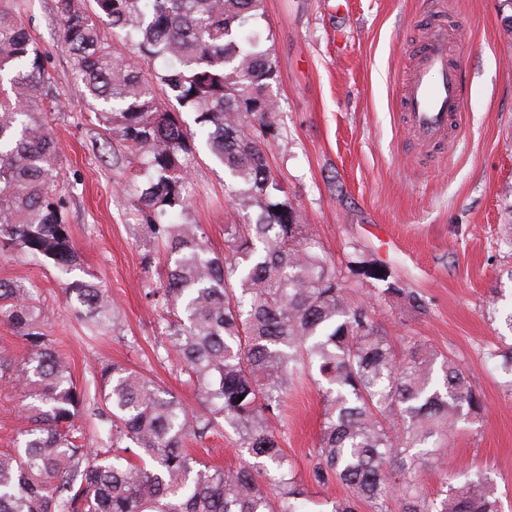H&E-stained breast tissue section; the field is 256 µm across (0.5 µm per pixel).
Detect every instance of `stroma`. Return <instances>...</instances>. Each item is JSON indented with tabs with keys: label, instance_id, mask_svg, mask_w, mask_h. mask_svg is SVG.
<instances>
[{
	"label": "stroma",
	"instance_id": "35a3bbf8",
	"mask_svg": "<svg viewBox=\"0 0 512 512\" xmlns=\"http://www.w3.org/2000/svg\"><path fill=\"white\" fill-rule=\"evenodd\" d=\"M257 22L276 67L272 92L280 136L268 153L274 176L311 224L321 251L359 300L370 305L395 350L408 340L454 352L486 402L482 419L460 422L444 453L465 473L483 470L512 512V370L489 360L512 344V0H263ZM21 17L55 79L59 110L51 130L62 152L61 187L78 279L106 288L122 317L93 332L64 297L51 264L0 255V280L33 290L49 336L79 386L97 391L100 363L132 366L200 407L180 365L165 358L162 309L145 293L162 287L168 265L139 220L135 167L115 157L111 131L91 110L60 44L55 0H20ZM442 25L459 48L467 121L452 147L409 133L399 106L422 42ZM181 221L201 225L216 254L225 227L241 222L224 191L230 177L196 138ZM384 269L386 280L370 278ZM397 281L423 310L375 289ZM323 421L310 378L288 389L275 429L296 476L316 499L344 495L312 473ZM199 455L232 470L242 455L231 429L197 443Z\"/></svg>",
	"mask_w": 512,
	"mask_h": 512
}]
</instances>
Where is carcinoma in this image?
Returning <instances> with one entry per match:
<instances>
[{
    "mask_svg": "<svg viewBox=\"0 0 512 512\" xmlns=\"http://www.w3.org/2000/svg\"><path fill=\"white\" fill-rule=\"evenodd\" d=\"M0 0V255L18 251L69 275L80 267L64 221L59 146L51 133L58 93L34 39ZM58 0L61 45L96 115L138 160L141 223L164 248L163 288L146 299L167 309L166 353L182 363L201 407L140 371L100 364L99 396L88 397L46 334L33 292L0 281V322L29 349L0 352V381L27 399L15 448L0 453V512H299L309 492L294 474L272 420L292 382L316 372L324 421L313 476L347 494L328 512H501L481 471L462 482L444 474L445 497L428 500L416 472L460 420L485 403L453 353L416 341L397 354L368 306L317 250L316 234L276 182L269 163L279 136L271 53L247 29L262 0ZM134 48L145 67L112 49ZM161 87L194 114L211 156L232 178L244 220L226 225L215 254L198 224H180L194 142L181 114L156 97ZM410 307L420 295L398 282L381 290ZM67 302L91 326L116 329L119 313L92 280H74ZM109 423L107 447L83 442L89 408ZM230 427L248 456L224 471L192 454ZM395 509H389V503Z\"/></svg>",
    "mask_w": 512,
    "mask_h": 512,
    "instance_id": "1",
    "label": "carcinoma"
}]
</instances>
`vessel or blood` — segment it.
Wrapping results in <instances>:
<instances>
[{"label":"vessel or blood","mask_w":512,"mask_h":512,"mask_svg":"<svg viewBox=\"0 0 512 512\" xmlns=\"http://www.w3.org/2000/svg\"><path fill=\"white\" fill-rule=\"evenodd\" d=\"M464 103L463 70L445 32L432 33L400 98L406 124L423 143H443L459 126Z\"/></svg>","instance_id":"vessel-or-blood-1"}]
</instances>
